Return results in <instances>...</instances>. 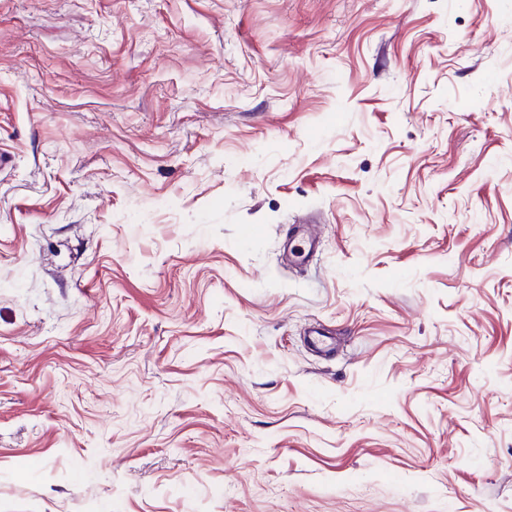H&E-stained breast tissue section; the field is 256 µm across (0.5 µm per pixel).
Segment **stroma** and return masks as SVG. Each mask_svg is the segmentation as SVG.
Returning <instances> with one entry per match:
<instances>
[{
  "label": "stroma",
  "mask_w": 512,
  "mask_h": 512,
  "mask_svg": "<svg viewBox=\"0 0 512 512\" xmlns=\"http://www.w3.org/2000/svg\"><path fill=\"white\" fill-rule=\"evenodd\" d=\"M0 151V512H512V0H0Z\"/></svg>",
  "instance_id": "35a3bbf8"
}]
</instances>
